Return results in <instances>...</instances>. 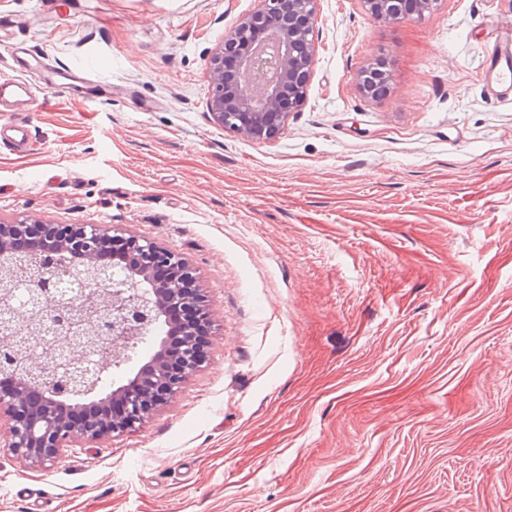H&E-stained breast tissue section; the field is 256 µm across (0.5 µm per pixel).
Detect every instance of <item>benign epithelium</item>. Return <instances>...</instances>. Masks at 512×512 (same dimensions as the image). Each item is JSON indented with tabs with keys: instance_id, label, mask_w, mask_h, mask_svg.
Wrapping results in <instances>:
<instances>
[{
	"instance_id": "1",
	"label": "benign epithelium",
	"mask_w": 512,
	"mask_h": 512,
	"mask_svg": "<svg viewBox=\"0 0 512 512\" xmlns=\"http://www.w3.org/2000/svg\"><path fill=\"white\" fill-rule=\"evenodd\" d=\"M442 2L411 0L409 11L406 0H362L379 22L421 19ZM317 21L318 0H258L224 32L210 58L212 118L246 138H277L288 114L305 101ZM228 56L233 79L225 67ZM26 237L50 239L32 251L64 263L51 267L53 287L38 298L26 288L31 268L9 269L13 304L0 308V331H10L13 316L24 310L34 335L0 346V375L13 381L0 388V447L52 466L62 449L119 437L166 402L207 361L195 336L208 317L190 266L123 228L0 224V271L19 253L14 241ZM110 248L127 256L120 273L118 263L102 259ZM179 306L198 311L199 318L181 328V347L173 353L166 316ZM140 344L148 345L146 361L106 386L107 359L129 363L128 352Z\"/></svg>"
}]
</instances>
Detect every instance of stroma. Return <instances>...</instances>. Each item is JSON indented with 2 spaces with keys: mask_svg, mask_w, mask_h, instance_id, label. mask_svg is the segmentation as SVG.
Instances as JSON below:
<instances>
[{
  "mask_svg": "<svg viewBox=\"0 0 512 512\" xmlns=\"http://www.w3.org/2000/svg\"><path fill=\"white\" fill-rule=\"evenodd\" d=\"M0 0V73L95 57L0 144V224L122 227L204 296L208 360L139 429L44 468L0 447V512H512V0L373 21L319 0L307 97L251 140L209 61L257 0ZM373 62L387 92L365 95ZM510 59L512 60V21L508 20L498 27L486 60L489 84L493 92L503 99L512 95ZM0 140L8 142L12 150L19 156H25L32 151L28 129L23 125L3 122L0 124Z\"/></svg>",
  "mask_w": 512,
  "mask_h": 512,
  "instance_id": "1",
  "label": "stroma"
}]
</instances>
